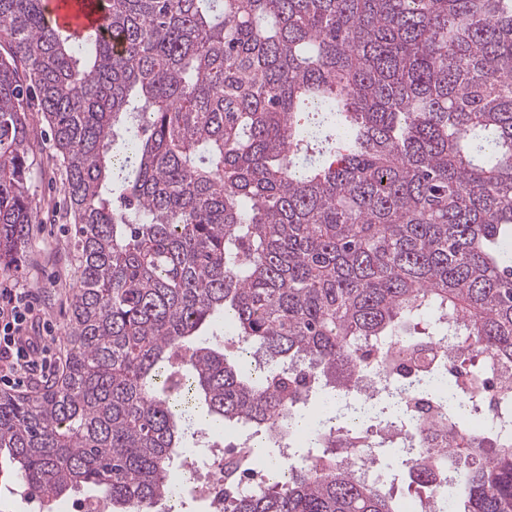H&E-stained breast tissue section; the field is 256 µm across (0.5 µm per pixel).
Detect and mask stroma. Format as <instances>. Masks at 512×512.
I'll return each instance as SVG.
<instances>
[{"label":"stroma","mask_w":512,"mask_h":512,"mask_svg":"<svg viewBox=\"0 0 512 512\" xmlns=\"http://www.w3.org/2000/svg\"><path fill=\"white\" fill-rule=\"evenodd\" d=\"M35 135L38 147L31 158L29 190L38 203L36 221L22 253L9 268L0 269V283L19 285L43 299L41 316L51 327L45 361L61 366L68 353V297L78 276L74 226L64 196V172L54 157L46 121L37 122Z\"/></svg>","instance_id":"1"}]
</instances>
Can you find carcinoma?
<instances>
[{
	"mask_svg": "<svg viewBox=\"0 0 512 512\" xmlns=\"http://www.w3.org/2000/svg\"><path fill=\"white\" fill-rule=\"evenodd\" d=\"M75 35L47 0H0V265L23 250L30 117L65 167L79 281L71 352L34 396L0 392V478L109 512L179 496L195 419L246 423L224 446V512H400L339 462L352 401L324 400L359 341L456 323L466 349L512 363V0H102ZM450 393L429 359L373 402L398 420L435 401L441 449L414 425L420 483L455 512H512V432L468 357ZM296 468L235 490L274 425Z\"/></svg>",
	"mask_w": 512,
	"mask_h": 512,
	"instance_id": "cac0c4a2",
	"label": "carcinoma"
}]
</instances>
